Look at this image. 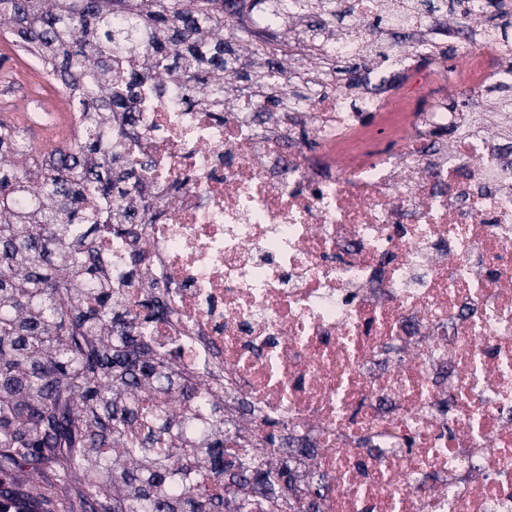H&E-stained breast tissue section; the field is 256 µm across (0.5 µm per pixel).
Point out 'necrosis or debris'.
Masks as SVG:
<instances>
[{"instance_id":"1","label":"necrosis or debris","mask_w":512,"mask_h":512,"mask_svg":"<svg viewBox=\"0 0 512 512\" xmlns=\"http://www.w3.org/2000/svg\"><path fill=\"white\" fill-rule=\"evenodd\" d=\"M349 35L304 34L316 56L374 54L382 86L357 98L280 89L237 107L189 100L155 72L134 116L113 113L101 153L135 172V207L86 244L87 277L59 265L52 306L111 292L97 328L132 366L124 418L100 458L122 485L147 447L154 492L224 512H512V151L456 103L512 79V48L455 23L453 56L390 9L374 44L361 0ZM292 0H227L256 57L291 55ZM13 125L12 162L77 143L76 113ZM288 471L277 495L256 473Z\"/></svg>"}]
</instances>
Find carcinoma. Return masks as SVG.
Masks as SVG:
<instances>
[{
	"mask_svg": "<svg viewBox=\"0 0 512 512\" xmlns=\"http://www.w3.org/2000/svg\"><path fill=\"white\" fill-rule=\"evenodd\" d=\"M219 4L182 0L175 10L170 0H0V21L25 22L23 30L9 26L7 33L38 56L47 75L72 95L84 130L75 148L40 175L41 195L51 202L46 209L24 204L28 178L8 165L11 129L0 122V220L55 224V233L63 238L86 239L92 223L87 205L95 203L102 223H112L114 194L122 193L128 173L100 154L98 128L112 112L136 111L131 93L154 69L184 71L203 86L224 74V12ZM40 323L48 336L62 328L72 338L69 349L58 355L66 371L63 382L51 385L37 374L31 378L43 396L41 414L64 413L66 396L74 390L87 396L92 413L108 409L118 356L96 349L66 313L50 309ZM59 431L71 448L70 465L81 466L87 448L80 420L64 414Z\"/></svg>",
	"mask_w": 512,
	"mask_h": 512,
	"instance_id": "carcinoma-1",
	"label": "carcinoma"
}]
</instances>
